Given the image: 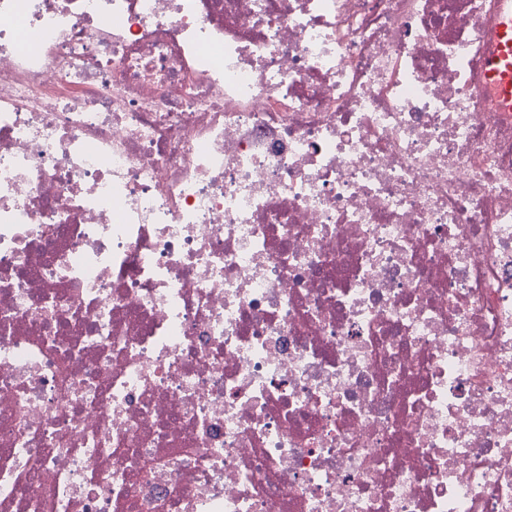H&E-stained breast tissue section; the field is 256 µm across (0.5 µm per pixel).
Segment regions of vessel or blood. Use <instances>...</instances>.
I'll use <instances>...</instances> for the list:
<instances>
[{
    "mask_svg": "<svg viewBox=\"0 0 512 512\" xmlns=\"http://www.w3.org/2000/svg\"><path fill=\"white\" fill-rule=\"evenodd\" d=\"M482 70L499 108L512 112V0H505Z\"/></svg>",
    "mask_w": 512,
    "mask_h": 512,
    "instance_id": "vessel-or-blood-1",
    "label": "vessel or blood"
}]
</instances>
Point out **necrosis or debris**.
<instances>
[{"mask_svg":"<svg viewBox=\"0 0 512 512\" xmlns=\"http://www.w3.org/2000/svg\"><path fill=\"white\" fill-rule=\"evenodd\" d=\"M501 0H0V512H512ZM482 70L499 108L512 112V0L504 1Z\"/></svg>","mask_w":512,"mask_h":512,"instance_id":"obj_1","label":"necrosis or debris"}]
</instances>
